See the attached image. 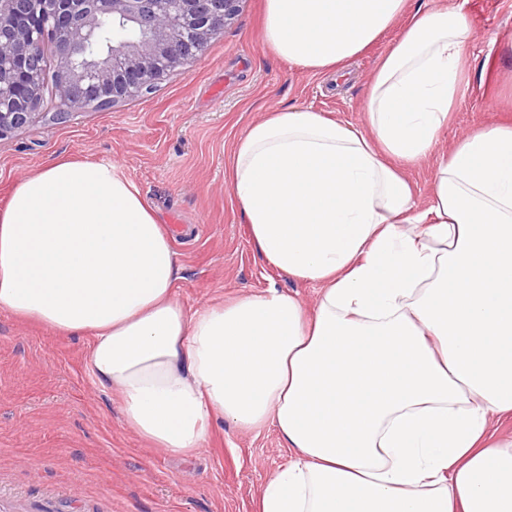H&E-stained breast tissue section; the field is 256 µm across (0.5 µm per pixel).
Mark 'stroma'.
Segmentation results:
<instances>
[{
  "mask_svg": "<svg viewBox=\"0 0 512 512\" xmlns=\"http://www.w3.org/2000/svg\"><path fill=\"white\" fill-rule=\"evenodd\" d=\"M461 8L475 32L465 55L473 81L438 138L444 154L479 126L512 122V0H416ZM264 0L152 93L106 110L47 117L0 139V209L16 185L59 158L121 168L164 226H178L175 296L186 310L269 287L313 308L318 290L259 255L225 173L237 139L265 112L304 106L360 123L366 85L401 34L394 26L346 78L312 72L263 42ZM89 341L0 310V512H254L267 478L291 455L275 426L215 421L185 458L147 444L125 424L118 395L93 385Z\"/></svg>",
  "mask_w": 512,
  "mask_h": 512,
  "instance_id": "1",
  "label": "stroma"
}]
</instances>
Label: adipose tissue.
<instances>
[{
	"instance_id": "obj_1",
	"label": "adipose tissue",
	"mask_w": 512,
	"mask_h": 512,
	"mask_svg": "<svg viewBox=\"0 0 512 512\" xmlns=\"http://www.w3.org/2000/svg\"><path fill=\"white\" fill-rule=\"evenodd\" d=\"M364 126L265 113L228 183L259 254L320 287L185 312L171 238L109 163L63 158L0 211V309L87 336V367L153 447H203L214 419L279 429L293 454L255 512H512V124L435 162L427 208L404 174L432 155L470 81L474 30L411 0H265L281 59L340 74L398 19ZM494 483H486V473Z\"/></svg>"
}]
</instances>
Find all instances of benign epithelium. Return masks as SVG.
Listing matches in <instances>:
<instances>
[{
  "label": "benign epithelium",
  "instance_id": "benign-epithelium-1",
  "mask_svg": "<svg viewBox=\"0 0 512 512\" xmlns=\"http://www.w3.org/2000/svg\"><path fill=\"white\" fill-rule=\"evenodd\" d=\"M242 0H0V138L40 117L44 46L56 54L57 119L149 92L201 53ZM135 33L83 56L101 21Z\"/></svg>",
  "mask_w": 512,
  "mask_h": 512
}]
</instances>
